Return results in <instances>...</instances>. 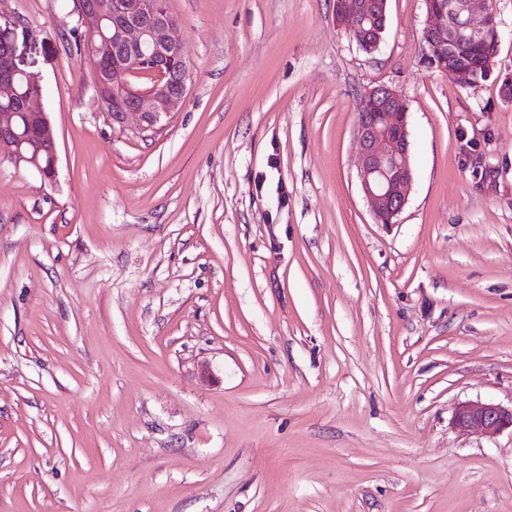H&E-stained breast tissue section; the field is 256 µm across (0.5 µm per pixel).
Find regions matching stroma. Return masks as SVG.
Masks as SVG:
<instances>
[{"label":"stroma","mask_w":512,"mask_h":512,"mask_svg":"<svg viewBox=\"0 0 512 512\" xmlns=\"http://www.w3.org/2000/svg\"><path fill=\"white\" fill-rule=\"evenodd\" d=\"M492 76L378 51L335 0H168L182 107L113 124L72 0H0L44 89L48 184L0 144V512H512V0ZM406 99L414 182L376 223L357 101ZM455 427L460 431L479 430L494 436L506 429L512 430V406L488 402H472L460 405L454 416Z\"/></svg>","instance_id":"1"}]
</instances>
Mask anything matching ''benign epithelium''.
<instances>
[{
	"label": "benign epithelium",
	"mask_w": 512,
	"mask_h": 512,
	"mask_svg": "<svg viewBox=\"0 0 512 512\" xmlns=\"http://www.w3.org/2000/svg\"><path fill=\"white\" fill-rule=\"evenodd\" d=\"M80 27L88 35V57L93 65L112 61V93L124 101L113 121H137L136 132H153L183 102L185 94L169 89L175 70L169 63L184 52L174 36L175 18L161 0H73ZM427 23L423 29L426 61L432 68L444 63L457 35L475 44L494 37L500 41L495 13L486 0H423ZM387 22V0H336V23L364 52H375ZM5 62L0 64V103L16 112L0 114V142L11 147L14 165L35 170L50 183L57 179V143L47 112L41 105V86L16 62L11 29L0 27ZM182 85L189 72L177 70ZM150 79L147 87L133 83ZM410 112L405 98L394 88L380 85L363 94L355 118L357 171L360 189L379 224H392L407 204L414 181L410 143ZM49 153L51 169L39 157ZM460 431L479 430L494 436L512 429V407L488 402L460 405L454 416Z\"/></svg>",
	"instance_id": "obj_1"
}]
</instances>
